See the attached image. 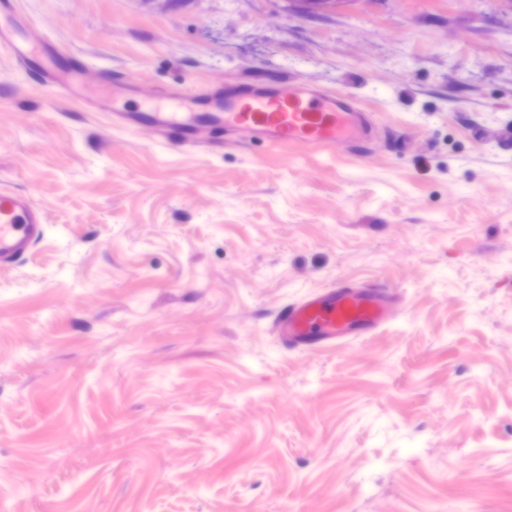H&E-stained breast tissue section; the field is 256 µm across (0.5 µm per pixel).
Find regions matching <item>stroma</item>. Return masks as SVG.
<instances>
[{
  "mask_svg": "<svg viewBox=\"0 0 512 512\" xmlns=\"http://www.w3.org/2000/svg\"><path fill=\"white\" fill-rule=\"evenodd\" d=\"M0 31L34 50L0 54V191L45 217L0 265L7 512H512V0H10ZM290 78L370 106L372 139L112 122ZM340 279L398 318L284 345Z\"/></svg>",
  "mask_w": 512,
  "mask_h": 512,
  "instance_id": "35a3bbf8",
  "label": "stroma"
}]
</instances>
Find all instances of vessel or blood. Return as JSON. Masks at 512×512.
Returning a JSON list of instances; mask_svg holds the SVG:
<instances>
[{
  "label": "vessel or blood",
  "instance_id": "obj_1",
  "mask_svg": "<svg viewBox=\"0 0 512 512\" xmlns=\"http://www.w3.org/2000/svg\"><path fill=\"white\" fill-rule=\"evenodd\" d=\"M196 94L181 97L173 112L120 113L121 125L155 127L160 144L198 146L202 128L225 136H246L268 148L330 150L370 139L368 111L347 95L319 90L300 79L267 88L247 84L225 87L211 112L194 111ZM44 216L22 193L0 191V263L25 253L42 237ZM395 298L380 283H337L304 294L282 314L279 336L288 344L321 350L367 336L396 319Z\"/></svg>",
  "mask_w": 512,
  "mask_h": 512
}]
</instances>
